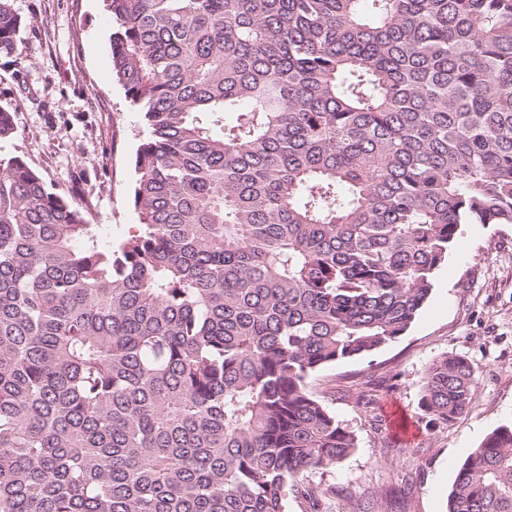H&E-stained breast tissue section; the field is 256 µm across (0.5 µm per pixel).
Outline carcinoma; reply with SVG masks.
Here are the masks:
<instances>
[{
	"mask_svg": "<svg viewBox=\"0 0 512 512\" xmlns=\"http://www.w3.org/2000/svg\"><path fill=\"white\" fill-rule=\"evenodd\" d=\"M139 226L0 155V512H288L357 447L309 379L403 336L512 224V0H104ZM22 18L0 0V53ZM235 114L228 126L224 115ZM475 395L434 360L421 406ZM448 512H512V424Z\"/></svg>",
	"mask_w": 512,
	"mask_h": 512,
	"instance_id": "1",
	"label": "carcinoma"
}]
</instances>
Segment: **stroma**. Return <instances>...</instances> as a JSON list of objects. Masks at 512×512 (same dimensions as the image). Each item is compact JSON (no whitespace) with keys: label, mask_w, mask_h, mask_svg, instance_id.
Segmentation results:
<instances>
[{"label":"stroma","mask_w":512,"mask_h":512,"mask_svg":"<svg viewBox=\"0 0 512 512\" xmlns=\"http://www.w3.org/2000/svg\"><path fill=\"white\" fill-rule=\"evenodd\" d=\"M26 23L17 53L0 54V108L16 134L0 152L22 157L49 189L75 195L110 243L138 226L132 161L145 136L112 79V20L102 0H12ZM476 377L469 407L448 424L421 408L424 372L443 355ZM313 395L354 431L355 450L307 473L321 512L372 496L384 512H447L461 463L512 422V224H464L407 333L372 354L326 366Z\"/></svg>","instance_id":"obj_1"}]
</instances>
